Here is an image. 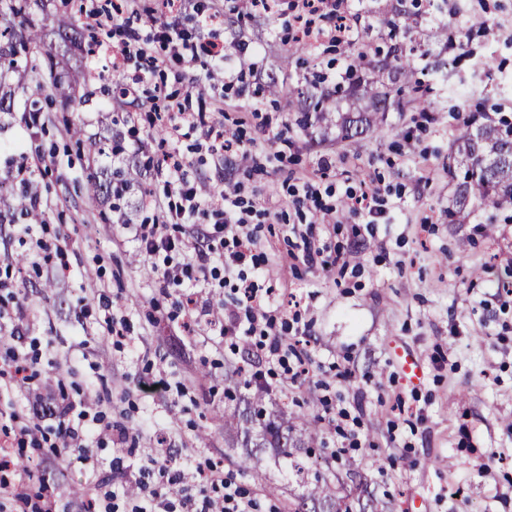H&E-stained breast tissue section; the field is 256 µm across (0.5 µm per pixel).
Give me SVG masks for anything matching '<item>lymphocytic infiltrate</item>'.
I'll return each mask as SVG.
<instances>
[{
  "label": "lymphocytic infiltrate",
  "mask_w": 512,
  "mask_h": 512,
  "mask_svg": "<svg viewBox=\"0 0 512 512\" xmlns=\"http://www.w3.org/2000/svg\"><path fill=\"white\" fill-rule=\"evenodd\" d=\"M297 15L303 18L302 32L309 40L351 41L357 21L353 14H341V0H297ZM344 15L345 22L331 29L314 24L315 16ZM115 26L123 39L112 50L118 72H130L131 81L124 87L125 94H133L137 83L154 75L168 63L200 66L203 68L223 62L222 46L205 40L189 38L179 23L169 22L154 27L151 35H142L139 28L128 20L116 21ZM167 49V56H156L155 46ZM165 129L171 144L181 143L192 134H201L212 152L225 150L221 125L207 113L191 111L187 104L170 102ZM154 169L167 200L162 220L157 224H127L123 230L128 239L136 242L151 257L165 258L159 269L160 280L167 285L187 286L189 303L198 319L206 320L210 332L217 336L246 338L261 352L259 364L267 375L284 374L290 384L304 383L307 373L300 354L289 343L278 327L281 312L270 300L267 289L246 275L244 267L258 262L256 241L245 231L253 209L236 192H225L221 197L224 221L213 224L192 241L169 233L172 224L196 223L201 213L202 200L194 184L183 173V159L178 151L168 152L156 162ZM178 255L180 263L168 265L171 255ZM235 277L239 297L234 306L225 309L220 320L211 319V307L202 296V288L218 273ZM22 307L8 310L0 308V321H11L6 338L7 366L0 370V391H19L29 385L33 377L30 370L39 364V357L24 344L20 324ZM34 422L16 427L13 437L18 447L40 448L53 443L57 455H76L80 463L95 478L96 498L71 502L69 512H95L98 502L118 503L127 498L126 484L115 476L123 472L124 460L115 457L110 467H103L91 448L92 437L110 438L118 445L128 443L129 430L112 424L104 411L89 412L85 402H78L66 394L50 395L40 407L33 410ZM201 481L211 489L210 494L196 498L184 496L179 502L166 501L162 487H155L141 497L133 512H256L255 502L243 491L235 479L223 470L212 467L201 472Z\"/></svg>",
  "instance_id": "1"
}]
</instances>
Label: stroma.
Segmentation results:
<instances>
[{
    "instance_id": "obj_1",
    "label": "stroma",
    "mask_w": 512,
    "mask_h": 512,
    "mask_svg": "<svg viewBox=\"0 0 512 512\" xmlns=\"http://www.w3.org/2000/svg\"><path fill=\"white\" fill-rule=\"evenodd\" d=\"M293 2L281 0L272 14L223 0L224 21L211 28L182 13L189 34L223 43L228 65L241 70L229 89L157 74L138 85L135 98L111 101L99 74L105 59L91 57L82 62L76 111L31 128L25 102L41 91L21 71L13 74L24 93L12 111L0 112V187L18 197L38 194V216L61 233L66 252L34 266L32 244L16 231L27 216L0 203V277L9 282L0 288V306L22 304L41 356L39 377L22 400L0 397V429L27 422L48 386L62 385L74 397L91 385L109 391L113 421L135 435L132 453L123 456L132 471L161 452L182 473L169 499L198 494L196 468L211 460L251 487L225 443L222 415L224 371L257 360L255 348L208 337L203 324L188 328L182 288H160L149 257L123 235V223L149 224L159 214L141 199L155 186L152 161L164 143L154 114L163 96L173 95L188 98L191 109L215 112L242 140L262 142L246 159H218L196 136L179 152L188 180L206 197L235 188L254 204L249 229L265 258L258 281L285 318L309 327L311 382L272 389L268 399L315 418L331 450L344 441L323 419L327 404L341 402L357 416L358 445L348 450L353 467L394 512H512V298L497 295L512 267V209L482 205L460 221L448 216L464 173L448 164L458 133L475 112L485 123L512 120V0H345L361 20L354 43H307L292 56ZM59 11V0L32 8L45 38L21 59L22 68H45L51 56L65 67L77 62L58 48ZM399 51L414 72L389 88L383 135L341 140L336 120L352 111L354 99L337 95V87L352 77L372 84L382 55ZM417 83L437 111L412 106ZM328 96L338 103L325 119L299 127V113ZM132 114L143 129L136 148L127 137ZM73 127L78 136L70 135ZM107 136L120 148L117 158L76 146ZM282 136L294 148L278 160L272 152ZM325 158L330 167H321ZM22 164L30 169L25 185L12 177ZM111 167L124 171L128 190L107 205L89 198L86 187L88 177ZM303 179L335 206L345 191L374 181L381 213L372 220L340 213L336 225L309 226L289 194ZM299 233L346 252V270L292 259ZM103 293L130 325L117 344L83 331L74 318L79 302ZM82 339L83 358L73 353ZM403 353L422 370L417 384L403 379ZM160 378L164 386L154 387ZM24 462L0 472V482L34 492L47 485L67 500L81 497L89 483L79 462L46 448L25 449Z\"/></svg>"
}]
</instances>
